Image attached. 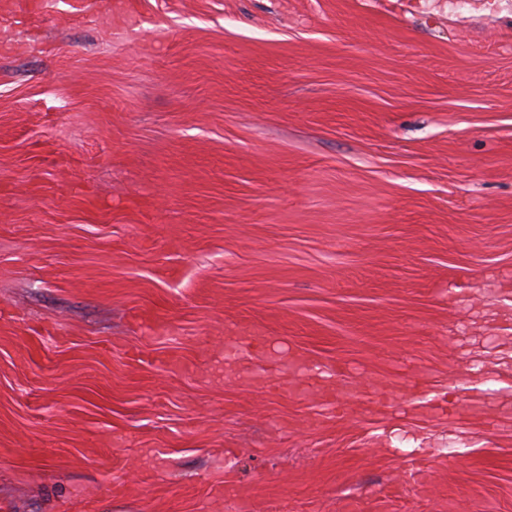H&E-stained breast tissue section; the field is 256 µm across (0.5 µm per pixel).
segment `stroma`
<instances>
[{
	"mask_svg": "<svg viewBox=\"0 0 512 512\" xmlns=\"http://www.w3.org/2000/svg\"><path fill=\"white\" fill-rule=\"evenodd\" d=\"M3 498L512 512V0H0Z\"/></svg>",
	"mask_w": 512,
	"mask_h": 512,
	"instance_id": "35a3bbf8",
	"label": "stroma"
}]
</instances>
